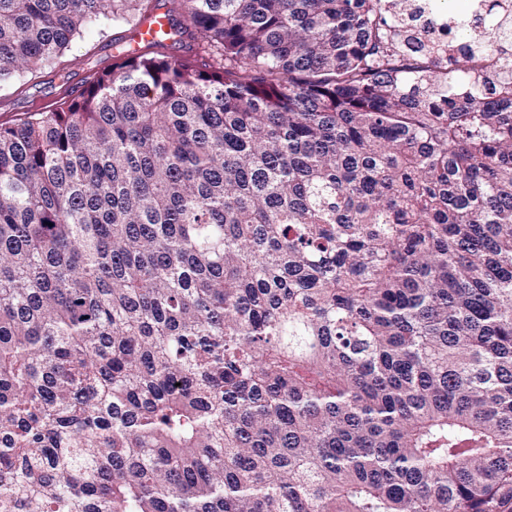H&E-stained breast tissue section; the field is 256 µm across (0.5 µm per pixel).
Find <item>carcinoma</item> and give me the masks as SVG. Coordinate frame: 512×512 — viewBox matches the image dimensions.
I'll list each match as a JSON object with an SVG mask.
<instances>
[{
    "instance_id": "carcinoma-1",
    "label": "carcinoma",
    "mask_w": 512,
    "mask_h": 512,
    "mask_svg": "<svg viewBox=\"0 0 512 512\" xmlns=\"http://www.w3.org/2000/svg\"><path fill=\"white\" fill-rule=\"evenodd\" d=\"M168 0L0 125V512H512L509 29ZM153 0H0V83ZM419 28L417 41L431 48V58L436 65L444 68L450 57L456 55L451 34L457 26L459 17L455 14H443L436 0H414L409 15ZM160 31L167 35V37L163 39V43L167 46L173 43L175 39H178V37L171 36L175 33L176 28L170 23L166 8L161 11H155L152 17L138 29L124 34L123 39L126 43H129L133 49L137 50L142 43L160 40L158 37Z\"/></svg>"
}]
</instances>
